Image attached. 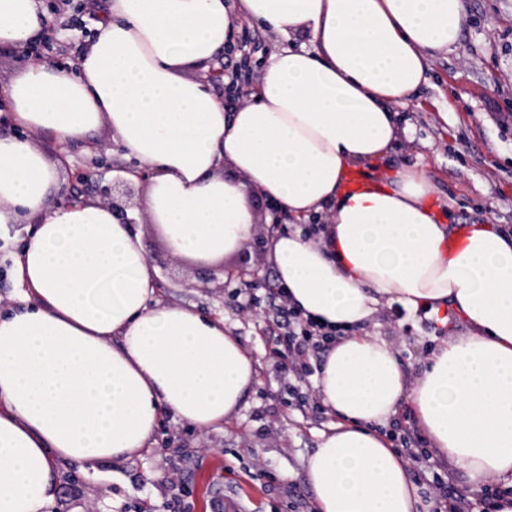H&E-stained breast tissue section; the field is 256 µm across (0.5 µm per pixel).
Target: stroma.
Segmentation results:
<instances>
[{
  "instance_id": "obj_1",
  "label": "stroma",
  "mask_w": 512,
  "mask_h": 512,
  "mask_svg": "<svg viewBox=\"0 0 512 512\" xmlns=\"http://www.w3.org/2000/svg\"><path fill=\"white\" fill-rule=\"evenodd\" d=\"M42 4L41 34L48 47L41 56L72 69L104 0ZM464 4L468 23L459 44L434 58L427 83L395 107L409 131L392 154V168H423L442 196L454 200L451 224L512 225V0ZM99 139L107 148L95 158L81 146L59 148L48 134L38 143L49 156H67L59 174L62 186L92 162L108 185L121 151L108 133ZM28 238V225L0 226V301L11 307L16 304L13 258ZM143 242L165 277L158 298L192 304L205 316L223 319L255 359L257 382L222 428L201 431L164 415L148 448L93 470L59 465L47 512H84L91 504L100 512H311L306 461L335 418L312 403L314 374L289 372L273 353L275 326L267 320L270 292L277 285L272 264L259 257L254 277L242 274L234 261L215 280L192 287L191 270L176 266L151 228H144ZM455 330V325H435L394 305L384 309L374 332L393 343L412 379L422 360ZM292 383L311 400L304 411L288 404Z\"/></svg>"
}]
</instances>
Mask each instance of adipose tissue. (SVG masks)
<instances>
[{
  "instance_id": "obj_1",
  "label": "adipose tissue",
  "mask_w": 512,
  "mask_h": 512,
  "mask_svg": "<svg viewBox=\"0 0 512 512\" xmlns=\"http://www.w3.org/2000/svg\"><path fill=\"white\" fill-rule=\"evenodd\" d=\"M246 21L307 41L273 52L228 112L198 74ZM465 23L463 0H107L75 71L33 60L0 86L25 130L88 146L104 130L147 167L134 216L188 260L237 252L253 193L298 219L328 211L313 237L267 230L289 305L340 332L316 375L337 421L306 462L315 512H432L384 432L406 405L472 489L512 485V237L449 230L423 170L367 174L398 142L392 104ZM43 24L41 0H0V46L26 48ZM60 166L0 136V224L33 227L14 259L24 307L0 316V512H45L56 461L139 451L162 415L222 427L257 380L223 320L158 300L141 232L91 199L55 204ZM391 304L459 325L412 382L372 332Z\"/></svg>"
}]
</instances>
